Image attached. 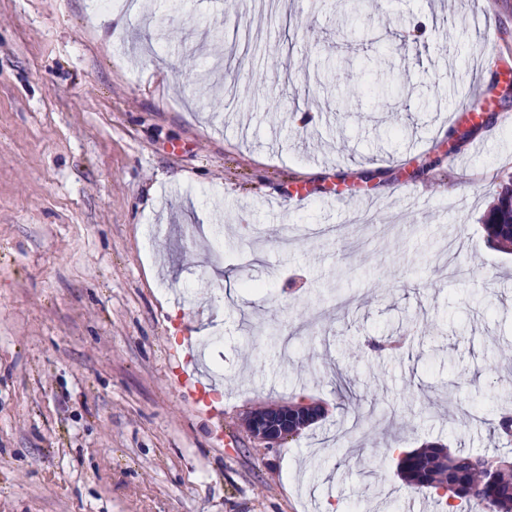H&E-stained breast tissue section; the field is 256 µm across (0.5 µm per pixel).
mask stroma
Masks as SVG:
<instances>
[{"label":"stroma","mask_w":512,"mask_h":512,"mask_svg":"<svg viewBox=\"0 0 512 512\" xmlns=\"http://www.w3.org/2000/svg\"><path fill=\"white\" fill-rule=\"evenodd\" d=\"M508 175L512 0H0V512H445L394 451L498 448ZM482 225L490 247L512 254V176L500 184L497 200L483 217ZM177 369L182 379V384L188 385L193 390V393L198 396V399L203 398L205 388L203 383L195 375L194 360L190 354L184 356V358L178 362ZM316 409L310 404H281L261 411L250 412L246 417V427L253 440L267 448H277L281 442L296 434Z\"/></svg>","instance_id":"1"}]
</instances>
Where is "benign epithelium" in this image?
<instances>
[{"label": "benign epithelium", "mask_w": 512, "mask_h": 512, "mask_svg": "<svg viewBox=\"0 0 512 512\" xmlns=\"http://www.w3.org/2000/svg\"><path fill=\"white\" fill-rule=\"evenodd\" d=\"M315 414V407L309 404L275 405L249 413L246 427L253 440L266 448H277L301 429L300 423Z\"/></svg>", "instance_id": "obj_1"}]
</instances>
